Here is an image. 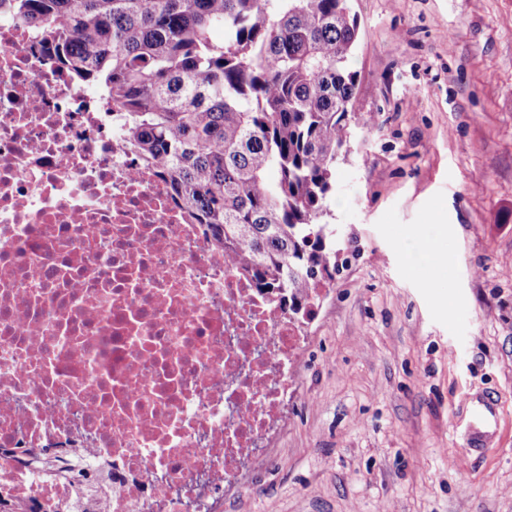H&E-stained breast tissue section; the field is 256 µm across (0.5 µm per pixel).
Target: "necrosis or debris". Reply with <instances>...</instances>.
Wrapping results in <instances>:
<instances>
[{
    "mask_svg": "<svg viewBox=\"0 0 512 512\" xmlns=\"http://www.w3.org/2000/svg\"><path fill=\"white\" fill-rule=\"evenodd\" d=\"M126 139L0 22V499L26 512H219L297 390L306 323Z\"/></svg>",
    "mask_w": 512,
    "mask_h": 512,
    "instance_id": "obj_1",
    "label": "necrosis or debris"
}]
</instances>
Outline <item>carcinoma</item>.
Masks as SVG:
<instances>
[{
	"label": "carcinoma",
	"mask_w": 512,
	"mask_h": 512,
	"mask_svg": "<svg viewBox=\"0 0 512 512\" xmlns=\"http://www.w3.org/2000/svg\"><path fill=\"white\" fill-rule=\"evenodd\" d=\"M1 17L44 30L235 267L311 319L357 88L349 0H0Z\"/></svg>",
	"instance_id": "1"
}]
</instances>
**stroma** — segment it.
Instances as JSON below:
<instances>
[{
  "label": "stroma",
  "mask_w": 512,
  "mask_h": 512,
  "mask_svg": "<svg viewBox=\"0 0 512 512\" xmlns=\"http://www.w3.org/2000/svg\"><path fill=\"white\" fill-rule=\"evenodd\" d=\"M350 5L336 273L285 424L220 509L512 512V0ZM428 225L436 283L406 261ZM483 400L497 419L472 449Z\"/></svg>",
  "instance_id": "1"
}]
</instances>
